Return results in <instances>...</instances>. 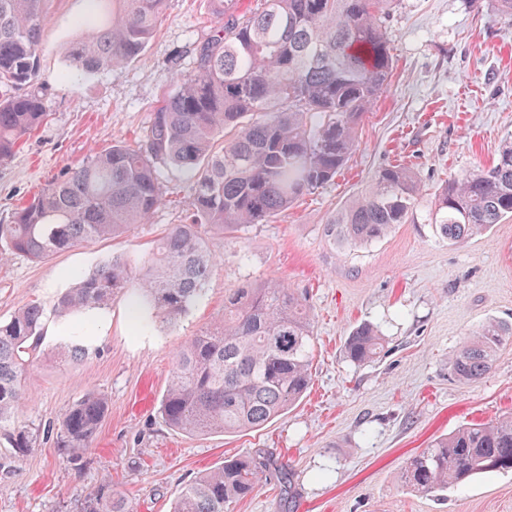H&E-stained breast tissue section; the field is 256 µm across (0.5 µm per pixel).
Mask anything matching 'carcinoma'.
I'll return each mask as SVG.
<instances>
[{
	"mask_svg": "<svg viewBox=\"0 0 512 512\" xmlns=\"http://www.w3.org/2000/svg\"><path fill=\"white\" fill-rule=\"evenodd\" d=\"M238 0H209L224 28L196 47L195 72L165 96L145 145L112 143L65 170L0 222V261L42 260L100 239L126 234L163 202L156 164L168 162L194 179L193 219L175 224L137 267L116 255L94 270L75 272L57 298L60 318L108 308L133 275L142 303L174 325L201 294L216 259L205 237L261 224L331 181L357 146L356 129L387 89L392 69L383 23L394 0H260L249 15ZM167 0H90L67 50V76L116 72L141 57ZM46 0H0V163L47 115L30 90L44 43ZM420 185L401 164L382 168L367 189L333 220L352 244L378 241L417 215ZM512 217V141L491 166L448 180L429 221L457 244ZM45 308L31 302L0 321V433L21 459L34 433L14 424L25 406L24 379L41 352ZM512 336V323L490 319L451 361L469 384L490 372ZM312 315L306 299L280 282L229 290L224 315L179 350L159 402L166 426L187 434L256 431L286 413L312 381ZM384 338L369 324L344 344L354 364L373 361ZM109 409L102 395L74 402L58 427L43 429L58 448H89ZM512 471V417L463 427L438 438L407 462L404 484L423 495L459 488L473 478ZM286 472L259 451L227 459L196 477L172 512H228L260 480ZM78 512H128L124 496L104 482L81 496Z\"/></svg>",
	"mask_w": 512,
	"mask_h": 512,
	"instance_id": "1",
	"label": "carcinoma"
}]
</instances>
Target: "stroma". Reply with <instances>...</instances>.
Instances as JSON below:
<instances>
[{
  "label": "stroma",
  "instance_id": "stroma-1",
  "mask_svg": "<svg viewBox=\"0 0 512 512\" xmlns=\"http://www.w3.org/2000/svg\"><path fill=\"white\" fill-rule=\"evenodd\" d=\"M87 0H47L37 85L47 119L0 163V220L60 172L115 141L144 142L163 96L195 70L192 49L224 26L208 0H168L142 57L121 71L66 77V47ZM393 71L386 92L357 129L358 146L336 177L288 210L239 233L208 236L217 265L176 326L142 312L133 323L130 283L92 330L52 313L71 269L89 271L115 255L143 262L166 228L187 223L194 181L158 166L164 201L126 236L38 261L0 262V320L23 304L49 311L43 354L24 382L16 424H58L89 392L108 414L91 447L39 439L23 459L0 440V512H77L81 494L111 480L130 512H170L183 487L225 459L266 450L290 470L292 494L261 482L231 512H512V472L482 475L440 497L399 481L410 457L458 427L512 416V337L490 375L459 383L450 360L490 318L512 321V218L467 242L449 244L426 217L445 181L491 165L512 140V17L495 0H396L385 20ZM391 164L413 168L419 222L355 246L330 220ZM276 280L306 293L313 315L312 383L303 399L263 429L191 436L158 415L183 342L224 311V293ZM381 330L379 357L348 361L344 343L359 324ZM82 345L76 364L56 358Z\"/></svg>",
  "mask_w": 512,
  "mask_h": 512
}]
</instances>
